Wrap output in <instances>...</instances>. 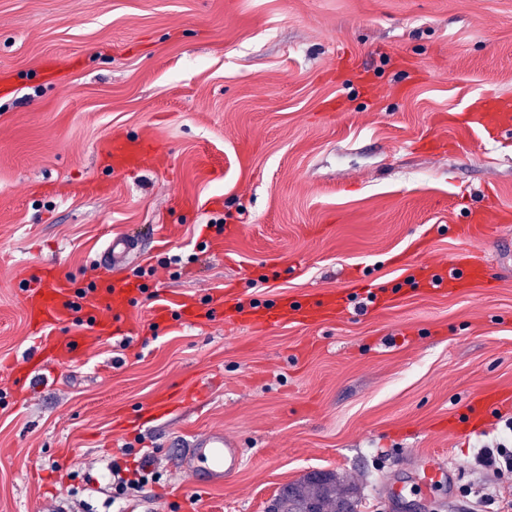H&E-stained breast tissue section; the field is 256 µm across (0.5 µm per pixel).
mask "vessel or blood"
<instances>
[{
  "mask_svg": "<svg viewBox=\"0 0 512 512\" xmlns=\"http://www.w3.org/2000/svg\"><path fill=\"white\" fill-rule=\"evenodd\" d=\"M467 122L480 127L489 138H498L505 128L512 126L506 108L491 107L484 100H476L466 116ZM108 166L114 172H133L142 168L155 153V146L147 139L114 136L100 145ZM512 222V210L490 204L484 210L470 213L466 223L455 225L454 236L465 248L449 256L447 262L429 271L417 285L433 291H448L462 287L480 278L483 266L469 254L466 245L486 235L492 225ZM135 247L127 235L112 236L97 262L102 272L94 290L77 296L68 278L62 277L55 266L42 270L39 280L29 286L24 303L34 333L39 334V356L54 366H61L80 357L91 343L87 336H68L58 339L44 335V328L70 321L76 314H84L94 321L97 334L112 335L121 331V317L132 303L131 288L119 269L126 265ZM291 308L299 321H326L340 310L335 299L322 295L292 301ZM191 452L198 458L214 462L212 476L223 482L225 476L240 469L243 452L223 432L214 431L197 439ZM448 471L444 465L430 462L415 471L414 479L424 493L431 494L446 482Z\"/></svg>",
  "mask_w": 512,
  "mask_h": 512,
  "instance_id": "b4317fda",
  "label": "vessel or blood"
}]
</instances>
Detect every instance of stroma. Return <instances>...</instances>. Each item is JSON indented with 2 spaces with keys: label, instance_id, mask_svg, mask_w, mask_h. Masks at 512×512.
Wrapping results in <instances>:
<instances>
[{
  "label": "stroma",
  "instance_id": "1",
  "mask_svg": "<svg viewBox=\"0 0 512 512\" xmlns=\"http://www.w3.org/2000/svg\"><path fill=\"white\" fill-rule=\"evenodd\" d=\"M2 70L0 362L38 359L23 289L44 265L86 287L125 233L144 290L114 335L51 327L92 336L70 365L0 372V512H266L314 471L355 483L359 512L512 501V474L474 462L512 421V223L470 246L493 287L402 286L460 249L470 211L512 207V130L463 120L512 100V0H0ZM111 135L165 154L113 173ZM363 284L399 296L368 311ZM326 291L346 311L265 332L174 307ZM188 389L202 400L150 417ZM492 391L506 402L456 434ZM212 430L244 452L217 485L181 463ZM140 450L154 478L117 497L112 465ZM424 460L453 470L431 496L411 489Z\"/></svg>",
  "mask_w": 512,
  "mask_h": 512
}]
</instances>
